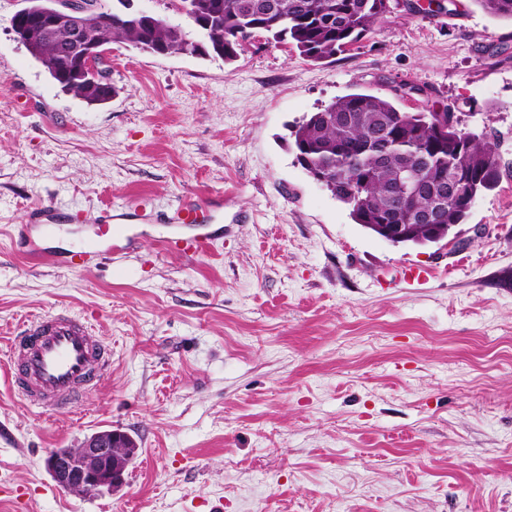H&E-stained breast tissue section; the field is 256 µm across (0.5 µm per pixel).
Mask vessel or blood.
I'll list each match as a JSON object with an SVG mask.
<instances>
[{
  "mask_svg": "<svg viewBox=\"0 0 512 512\" xmlns=\"http://www.w3.org/2000/svg\"><path fill=\"white\" fill-rule=\"evenodd\" d=\"M213 203L181 200L177 215L183 224H207ZM68 214L46 206L33 207L30 227L24 232L29 254L43 263L70 270L87 268L90 260L111 256L119 248L112 230L111 209L92 218L93 248L47 245L44 235L33 233L35 224H62ZM11 382L29 404L56 413L72 405L84 390L98 386L112 368V353L96 327L65 311L47 312L22 321L20 334L8 343Z\"/></svg>",
  "mask_w": 512,
  "mask_h": 512,
  "instance_id": "obj_1",
  "label": "vessel or blood"
}]
</instances>
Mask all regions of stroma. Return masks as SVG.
<instances>
[{
    "mask_svg": "<svg viewBox=\"0 0 512 512\" xmlns=\"http://www.w3.org/2000/svg\"><path fill=\"white\" fill-rule=\"evenodd\" d=\"M22 5L0 0V481L24 512H512V21L389 0L324 62L262 31L229 63L114 43L116 93L90 105L15 40ZM353 92L494 136L499 182L455 245L369 233L299 164L292 126ZM186 197L218 200L212 223H174ZM35 205L146 217L74 271L25 255ZM199 235L207 254L154 248ZM61 309L112 370L51 415L12 388L7 344ZM109 429L139 445L124 485L59 488L49 451Z\"/></svg>",
    "mask_w": 512,
    "mask_h": 512,
    "instance_id": "35a3bbf8",
    "label": "stroma"
}]
</instances>
